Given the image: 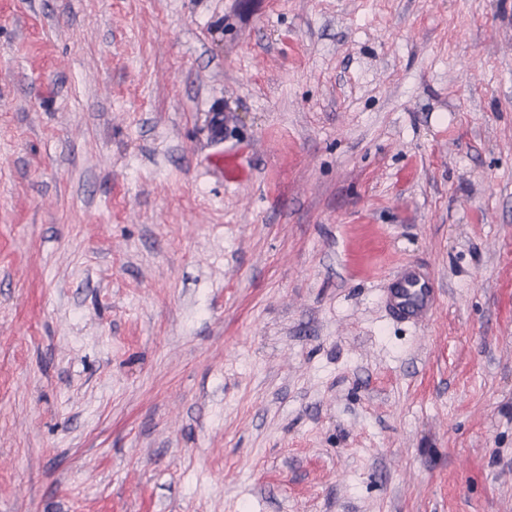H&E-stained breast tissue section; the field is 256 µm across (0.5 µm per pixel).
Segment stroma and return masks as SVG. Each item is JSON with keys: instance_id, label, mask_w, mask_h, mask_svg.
<instances>
[{"instance_id": "obj_1", "label": "stroma", "mask_w": 512, "mask_h": 512, "mask_svg": "<svg viewBox=\"0 0 512 512\" xmlns=\"http://www.w3.org/2000/svg\"><path fill=\"white\" fill-rule=\"evenodd\" d=\"M0 512H512V0H0ZM433 292L429 285L414 272H405L390 289L387 302L399 315L420 319L432 307Z\"/></svg>"}]
</instances>
